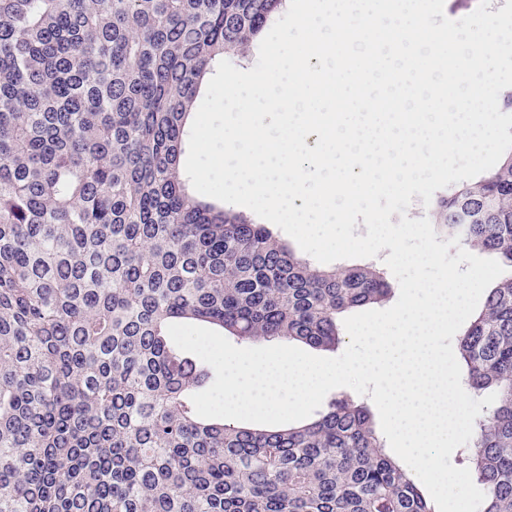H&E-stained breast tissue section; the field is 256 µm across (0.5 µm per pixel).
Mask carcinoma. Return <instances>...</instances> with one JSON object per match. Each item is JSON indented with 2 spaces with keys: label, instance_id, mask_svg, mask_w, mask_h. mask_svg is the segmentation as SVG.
I'll use <instances>...</instances> for the list:
<instances>
[{
  "label": "carcinoma",
  "instance_id": "cac0c4a2",
  "mask_svg": "<svg viewBox=\"0 0 512 512\" xmlns=\"http://www.w3.org/2000/svg\"><path fill=\"white\" fill-rule=\"evenodd\" d=\"M285 0H0V512H435L349 396L297 427L198 416L167 327L334 350L387 299L206 200L180 161L199 90ZM432 223L512 267V150ZM497 393L461 464L512 512V276L460 337Z\"/></svg>",
  "mask_w": 512,
  "mask_h": 512
}]
</instances>
